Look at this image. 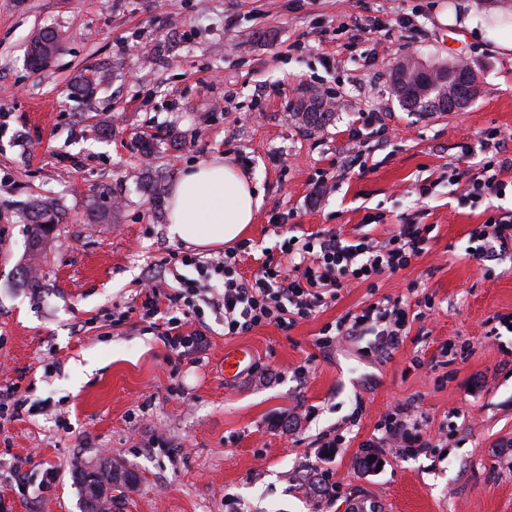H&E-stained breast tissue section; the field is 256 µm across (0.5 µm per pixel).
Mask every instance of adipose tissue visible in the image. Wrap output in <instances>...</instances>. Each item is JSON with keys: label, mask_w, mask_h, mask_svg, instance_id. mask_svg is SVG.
<instances>
[{"label": "adipose tissue", "mask_w": 512, "mask_h": 512, "mask_svg": "<svg viewBox=\"0 0 512 512\" xmlns=\"http://www.w3.org/2000/svg\"><path fill=\"white\" fill-rule=\"evenodd\" d=\"M262 203L250 179L223 156L184 171L169 200L170 239L214 246L241 238Z\"/></svg>", "instance_id": "obj_1"}]
</instances>
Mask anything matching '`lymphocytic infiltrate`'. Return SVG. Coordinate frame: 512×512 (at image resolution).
<instances>
[{
  "label": "lymphocytic infiltrate",
  "mask_w": 512,
  "mask_h": 512,
  "mask_svg": "<svg viewBox=\"0 0 512 512\" xmlns=\"http://www.w3.org/2000/svg\"><path fill=\"white\" fill-rule=\"evenodd\" d=\"M505 145L499 132H489L481 142L486 159L480 171L470 174L452 170V178L465 183L463 197L478 203L505 196L508 184L501 174L512 168ZM433 230L430 224H402L381 241L366 233L350 239L333 232L303 238L291 236L275 250H259L244 241L219 262L198 264L188 255L182 256L181 262L196 266L201 277L220 280L223 293L217 305L224 311V333L237 336L265 323L282 328L293 326L313 316L350 284L372 285L381 277L398 274L427 251ZM470 238L476 244L475 259L485 261L511 252L512 211L493 212L472 230ZM242 253L257 255L259 261L258 270L248 278L241 275L238 267ZM194 288L189 280L168 294L152 287L142 302V319L150 326H162L165 347L180 359L195 358L207 345L204 331L189 326L197 311ZM410 315L402 301H378L346 314L334 329L324 330L316 344L328 348L340 337L358 336L372 328L380 338V350L391 351L403 343ZM365 445L420 455L428 452L433 442L413 418L410 405L401 404L384 417L376 435Z\"/></svg>",
  "instance_id": "1"
}]
</instances>
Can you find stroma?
<instances>
[{
  "mask_svg": "<svg viewBox=\"0 0 512 512\" xmlns=\"http://www.w3.org/2000/svg\"><path fill=\"white\" fill-rule=\"evenodd\" d=\"M444 6L472 26L441 25ZM511 18L512 0H0V388L19 384L25 402L0 422V512H82L74 468L104 463L136 477L106 512H512V334L489 333L512 316V259L469 256L487 215L448 183L449 166L482 159L485 133L512 137V52L490 33ZM41 28L62 45L35 71ZM409 58L468 62L480 95L460 112L403 110L389 75ZM313 90L334 107L321 127L292 114ZM364 144V167H342ZM217 153L263 194L247 232L258 247L289 230L381 241L406 223L435 237L377 288L352 284L286 329L225 335L207 303L219 281L171 263L186 246L167 235L174 182ZM43 199L62 222L32 260ZM28 262L39 287L16 282ZM152 269L170 286L196 280L199 363L170 358L141 320ZM385 298L432 302L392 354L373 336L316 346ZM237 347L262 371L228 382ZM398 403L447 426L444 446L367 448ZM325 433L345 447L316 448ZM324 470L341 484L321 496Z\"/></svg>",
  "mask_w": 512,
  "mask_h": 512,
  "instance_id": "stroma-1",
  "label": "stroma"
}]
</instances>
